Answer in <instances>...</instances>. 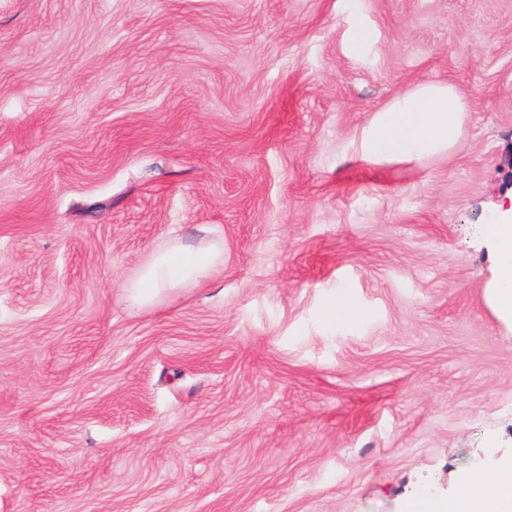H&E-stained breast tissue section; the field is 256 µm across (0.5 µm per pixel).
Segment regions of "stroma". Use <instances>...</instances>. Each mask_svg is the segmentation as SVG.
<instances>
[{"label": "stroma", "mask_w": 512, "mask_h": 512, "mask_svg": "<svg viewBox=\"0 0 512 512\" xmlns=\"http://www.w3.org/2000/svg\"><path fill=\"white\" fill-rule=\"evenodd\" d=\"M429 81L459 146L365 156ZM511 195L512 0H0V512L447 498L512 455L481 233ZM213 229L222 270L127 301Z\"/></svg>", "instance_id": "1"}]
</instances>
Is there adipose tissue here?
Masks as SVG:
<instances>
[{
  "label": "adipose tissue",
  "mask_w": 512,
  "mask_h": 512,
  "mask_svg": "<svg viewBox=\"0 0 512 512\" xmlns=\"http://www.w3.org/2000/svg\"><path fill=\"white\" fill-rule=\"evenodd\" d=\"M464 106L444 83H421L377 111L362 134L364 152L378 160H421L452 151L462 138ZM485 235L495 260V279L485 297L500 320L512 325V223L488 225ZM224 258V243H178L154 253L126 283L140 307L190 282L208 279ZM414 512H512V459L474 467L445 500L422 498Z\"/></svg>",
  "instance_id": "1"
}]
</instances>
